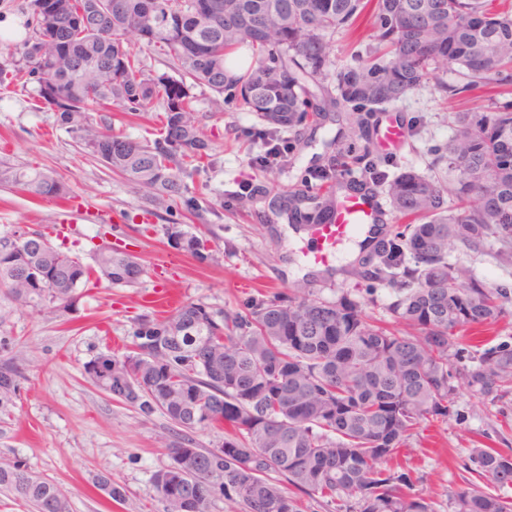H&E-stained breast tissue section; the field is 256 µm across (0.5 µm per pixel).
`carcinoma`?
I'll return each instance as SVG.
<instances>
[{
	"label": "carcinoma",
	"mask_w": 512,
	"mask_h": 512,
	"mask_svg": "<svg viewBox=\"0 0 512 512\" xmlns=\"http://www.w3.org/2000/svg\"><path fill=\"white\" fill-rule=\"evenodd\" d=\"M193 0H29L22 61L0 69V90L33 88L36 107L53 112L106 170L145 191L158 216L181 205L193 216L219 215L224 191L190 194L186 179L214 165L194 90L213 102L236 101L274 135L309 112L344 104L362 124L366 113L403 99L431 73L452 69L468 85L512 86V0H214L210 13ZM368 19L382 49L322 83L337 32ZM65 41L68 56L58 55ZM187 44L195 51L183 52ZM163 52L173 75L146 72L143 47ZM134 118L156 108L152 139L112 134V107ZM457 133L428 172L388 178L373 166L403 229L371 239L353 275L396 291L395 324L367 317L357 302L297 293L252 296L226 314L185 301L172 314L139 315L124 351L106 350L84 366L92 384L145 416L159 412L174 430L169 463L153 475L163 512H210L220 494L246 512H304L303 498L327 512H434L396 464L400 449L431 418L446 419L463 382L492 402L512 394V344L467 356L449 368L461 331L494 325L512 313L505 288H492L448 262L460 247L499 245L512 258V112H459ZM446 163L451 180L439 173ZM323 193L276 191L268 208L299 228L332 219L336 165L315 173ZM0 185L42 199L68 195L49 170L0 157ZM176 254L213 261L208 239L185 224H163ZM94 265L16 225L0 231V298L16 307L72 311L91 272L131 287L142 269L128 250L106 241ZM24 376L0 363V415L16 405ZM219 431L212 448L192 434ZM467 472L498 488L512 486V455L472 449ZM294 488L285 491L281 482ZM95 486L121 502L123 488L103 473ZM0 490L35 512H70L51 480L19 462L0 465ZM454 512H512V500L464 480Z\"/></svg>",
	"instance_id": "cac0c4a2"
}]
</instances>
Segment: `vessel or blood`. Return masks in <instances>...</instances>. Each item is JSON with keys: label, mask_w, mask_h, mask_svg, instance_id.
<instances>
[{"label": "vessel or blood", "mask_w": 512, "mask_h": 512, "mask_svg": "<svg viewBox=\"0 0 512 512\" xmlns=\"http://www.w3.org/2000/svg\"><path fill=\"white\" fill-rule=\"evenodd\" d=\"M384 218V209L376 194L353 193L343 198L338 205L335 221L308 228V236L314 244L310 261L316 265L328 264L354 234L371 230Z\"/></svg>", "instance_id": "1"}]
</instances>
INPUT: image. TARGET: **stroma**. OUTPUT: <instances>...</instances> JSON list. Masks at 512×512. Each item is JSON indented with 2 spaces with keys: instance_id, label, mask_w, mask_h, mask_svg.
Listing matches in <instances>:
<instances>
[{
  "instance_id": "35a3bbf8",
  "label": "stroma",
  "mask_w": 512,
  "mask_h": 512,
  "mask_svg": "<svg viewBox=\"0 0 512 512\" xmlns=\"http://www.w3.org/2000/svg\"><path fill=\"white\" fill-rule=\"evenodd\" d=\"M28 0H0V67L18 61L27 37L25 8ZM377 42L367 24L351 33L336 34L331 44L330 71L354 63ZM435 76L403 100L386 106L385 115L405 128V141L396 152L378 148L372 128L361 129L351 112L310 115L297 127L301 140L286 163L273 170L253 165L260 144L246 136L260 122L239 107L215 109L206 92H198L202 129L212 140L215 168L190 178L198 196L208 189H223L229 201L221 215L179 222L192 224L205 234L219 263L181 257L168 284L178 300L201 301L227 312L242 310L246 300L265 292L289 293L296 289L335 299L359 302L375 319L387 318L395 293L377 289L374 295L357 291L356 280L345 269L316 268L305 260L308 240L291 233L286 220L268 211L261 195L238 199L240 187L276 181L290 189L313 190L318 168L336 161L337 178L365 179L362 160L379 161L381 170L395 175L404 169L427 170L435 150L455 133L450 115L488 104H512V92L473 87L451 95L441 91ZM7 155L54 171L63 178L72 197L91 212L121 211L137 214L142 193L112 175L83 152L73 139L54 125L52 113L35 110L32 93L21 88L0 92V156ZM68 222L65 245L80 257L98 244V225L64 212L61 201L39 199L0 185V229L21 225L52 232L55 223ZM120 245L135 254L144 268L139 284L114 287L91 276L77 314L46 308L15 310L0 331L9 340L0 350V362L16 366L24 375L21 397L7 422L0 423V460L22 462L31 472L55 481L67 494L71 512H162L152 476L169 459L162 446L172 432L159 413L144 416L133 407L112 400L96 389L84 373L85 364L106 349H120L129 340L132 320L143 313L144 298L159 288V267L169 256L159 228L127 224L118 236ZM450 263L467 267L475 278L512 289V259L502 260L495 247L452 252ZM448 421L423 424L397 461L418 475L417 484L435 512H453L451 495L461 486L469 451L489 446L512 453V398L493 403L467 387H460ZM111 475L123 487L125 499L117 503L93 485L97 472Z\"/></svg>"
}]
</instances>
